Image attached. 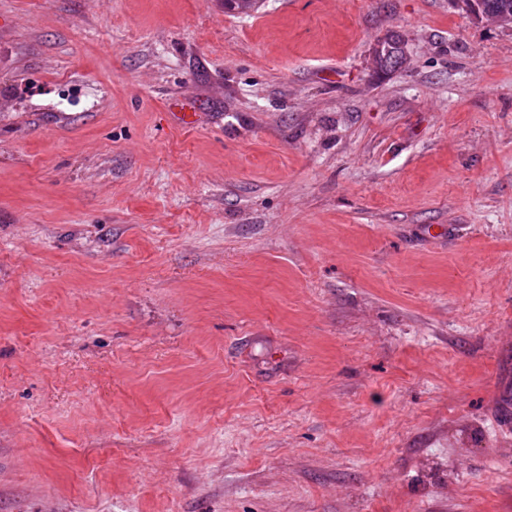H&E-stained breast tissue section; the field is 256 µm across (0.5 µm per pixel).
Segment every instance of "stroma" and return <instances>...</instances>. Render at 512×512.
Listing matches in <instances>:
<instances>
[{
  "label": "stroma",
  "instance_id": "obj_1",
  "mask_svg": "<svg viewBox=\"0 0 512 512\" xmlns=\"http://www.w3.org/2000/svg\"><path fill=\"white\" fill-rule=\"evenodd\" d=\"M507 403L512 29L0 0V512H512ZM402 43L403 40L397 33H390L384 39V50L383 53L377 59V49L379 46L377 45L376 49L373 52V62L376 61V68L382 71L393 70L400 66L401 61L403 59V51H402Z\"/></svg>",
  "mask_w": 512,
  "mask_h": 512
}]
</instances>
